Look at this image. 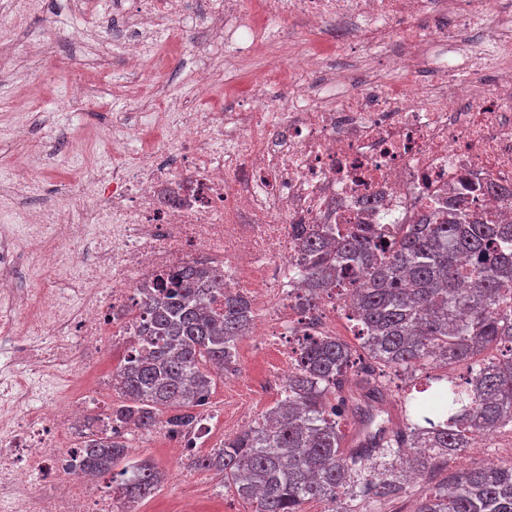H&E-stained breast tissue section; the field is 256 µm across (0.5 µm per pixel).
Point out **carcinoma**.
Masks as SVG:
<instances>
[{
	"label": "carcinoma",
	"mask_w": 512,
	"mask_h": 512,
	"mask_svg": "<svg viewBox=\"0 0 512 512\" xmlns=\"http://www.w3.org/2000/svg\"><path fill=\"white\" fill-rule=\"evenodd\" d=\"M305 284L294 305L311 311L350 292L342 306L358 344L308 336L294 371L262 421L193 458L222 474L253 512H304L311 500L348 512L345 500L398 496L405 478L512 426V223L473 214L467 198L420 213L386 234L338 224L325 238L297 230ZM141 347L116 372L112 424L127 438L82 445L90 476L112 475L127 503L154 494L166 474L130 459L131 441L162 425L187 428L214 377L232 371L255 320L250 300L192 261L143 291ZM505 349L508 357L484 356ZM466 367L462 381L427 370ZM420 386L400 402L402 421L376 423L392 399L386 370ZM165 420H160V416ZM414 512H512V465L484 463L448 476Z\"/></svg>",
	"instance_id": "obj_1"
}]
</instances>
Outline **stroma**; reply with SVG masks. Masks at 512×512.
I'll list each match as a JSON object with an SVG mask.
<instances>
[{
    "mask_svg": "<svg viewBox=\"0 0 512 512\" xmlns=\"http://www.w3.org/2000/svg\"><path fill=\"white\" fill-rule=\"evenodd\" d=\"M73 0H46L41 14L16 32L15 54L0 57V207L20 209L30 194L21 167L34 162L42 144L57 139L63 153L43 184L47 193L64 190L67 167L73 155L85 153L92 138L101 133L120 136L127 148L141 145L137 124L141 115L152 112L168 95L187 101L196 112H220L233 106L236 95L222 90L201 94L189 72L212 64L216 47L207 30L192 21L184 23V39L166 49L151 63L163 83L149 96L132 93L134 75L121 53L102 56L96 43H85L86 27H96L98 38L112 41L109 16L85 15L74 11ZM83 76L91 90L81 101L67 97L66 87L74 76ZM271 364L252 357L247 344H240L233 371L236 386L216 378L209 397L214 408L234 405L258 420L274 404L272 397L250 392L251 382L273 376ZM131 457L148 458L167 474L155 493L139 502L137 512H181L185 497H192L196 512H251L249 503L227 491L211 472L192 466L188 455L176 452L161 436L150 434L133 441ZM512 461L508 453H464L441 466L435 477H420L406 484L400 498L363 503L353 501V512H412L422 497L457 469L481 463Z\"/></svg>",
    "mask_w": 512,
    "mask_h": 512,
    "instance_id": "1",
    "label": "stroma"
}]
</instances>
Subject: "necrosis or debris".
Wrapping results in <instances>:
<instances>
[{
	"label": "necrosis or debris",
	"instance_id": "1",
	"mask_svg": "<svg viewBox=\"0 0 512 512\" xmlns=\"http://www.w3.org/2000/svg\"><path fill=\"white\" fill-rule=\"evenodd\" d=\"M205 27L223 26L222 67L193 71L206 91L224 69L273 57L289 94L251 83L234 110L189 112L177 101L150 115L163 131L109 169L76 179L57 206L20 213V228L50 280L25 291L6 275L14 253L0 240V512H126L94 493L75 463L87 414L111 390L110 374L88 391L31 398L26 379L93 370L90 349L131 347L142 325L141 287L192 260L217 266L225 290L246 294L264 317L256 355L278 375L294 369L306 336L336 327L335 299L310 313L293 307L304 278L293 229L371 224L384 229L449 199L495 211L486 188H512V0H202ZM175 0H135L117 48L135 57L139 87L162 43L180 40ZM309 22L322 34L343 19L363 37L413 32L419 48L380 70L316 83L325 58L280 49L276 22ZM499 49L488 62L485 45ZM89 199L82 224L63 217Z\"/></svg>",
	"mask_w": 512,
	"mask_h": 512
}]
</instances>
